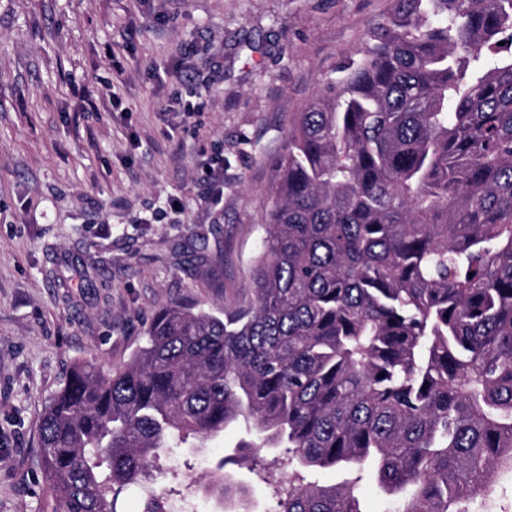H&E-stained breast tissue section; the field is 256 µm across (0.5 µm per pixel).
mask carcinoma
<instances>
[{
    "mask_svg": "<svg viewBox=\"0 0 512 512\" xmlns=\"http://www.w3.org/2000/svg\"><path fill=\"white\" fill-rule=\"evenodd\" d=\"M254 265L219 317L173 303L110 371L74 364L39 462L63 512H115L158 450L246 423L285 448L277 512H468L512 467V0H394L293 118ZM341 469L355 478L311 479ZM257 512L223 469L199 482ZM143 512H176L165 491ZM359 496L365 512H386L388 510V497L368 477L359 486Z\"/></svg>",
    "mask_w": 512,
    "mask_h": 512,
    "instance_id": "1",
    "label": "carcinoma"
}]
</instances>
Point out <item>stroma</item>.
Returning <instances> with one entry per match:
<instances>
[{"instance_id": "35a3bbf8", "label": "stroma", "mask_w": 512, "mask_h": 512, "mask_svg": "<svg viewBox=\"0 0 512 512\" xmlns=\"http://www.w3.org/2000/svg\"><path fill=\"white\" fill-rule=\"evenodd\" d=\"M392 4L0 0V512H44L37 425L73 364L126 363L171 303L250 301L291 120ZM240 437L163 449L117 512L158 488L222 512L192 483Z\"/></svg>"}]
</instances>
